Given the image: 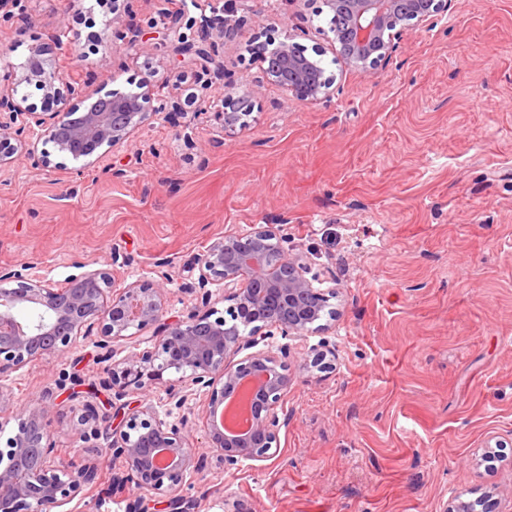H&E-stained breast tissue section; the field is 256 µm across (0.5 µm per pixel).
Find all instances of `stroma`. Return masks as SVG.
Instances as JSON below:
<instances>
[{"mask_svg": "<svg viewBox=\"0 0 512 512\" xmlns=\"http://www.w3.org/2000/svg\"><path fill=\"white\" fill-rule=\"evenodd\" d=\"M177 0H131L128 20L168 30L151 57L112 45V15L94 0H0L7 62L41 49L83 91L135 89L156 70L155 98L184 101L193 70L175 51L198 24H241L224 40L202 109L150 115L130 145L83 165L43 145L0 170V271L64 286L75 274L128 263L116 287L166 281L168 313L182 316L197 258L215 239L274 225L289 255L335 283L337 316L325 332L274 335L294 383L277 405L274 458L224 467L198 425L204 399L171 410L165 388L148 397L163 419L185 422L208 468L182 491L188 512H443L456 494L512 512V0H452L368 73L330 53L322 0H199L195 26L173 23ZM82 59L60 49L59 27ZM292 37L324 49L335 74L327 103L267 83L252 43ZM260 88L255 119L225 139L213 114L225 93ZM336 350L308 366L312 349ZM95 337L35 362L0 386L7 416L32 393L76 380L52 417L59 453L95 446L79 424L103 403ZM497 446L485 461L487 443ZM120 461H105L78 512H126L132 493L107 496Z\"/></svg>", "mask_w": 512, "mask_h": 512, "instance_id": "obj_1", "label": "stroma"}]
</instances>
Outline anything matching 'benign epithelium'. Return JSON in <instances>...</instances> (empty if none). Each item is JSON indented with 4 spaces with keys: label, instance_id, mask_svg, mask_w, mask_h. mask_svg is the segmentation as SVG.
<instances>
[{
    "label": "benign epithelium",
    "instance_id": "obj_1",
    "mask_svg": "<svg viewBox=\"0 0 512 512\" xmlns=\"http://www.w3.org/2000/svg\"><path fill=\"white\" fill-rule=\"evenodd\" d=\"M452 0H323L331 14L332 46L343 65L368 73L389 58L396 44L413 30L427 29L448 12ZM237 23L224 18L223 32L198 42L185 41L181 54L207 72L224 47V32ZM112 42L139 56H148L152 42L141 30L115 28ZM266 80L300 101L328 102L335 76L322 63V53L307 50L291 38L270 40L256 47ZM36 68L22 63L7 71L0 84V168L34 151L38 142L52 144L60 154L94 164L134 137L146 124L155 87V71L148 70L138 91L94 97L66 80L36 50ZM36 83L57 103L55 112H36L15 99L22 84ZM258 91L249 96L228 93L215 112L224 137L233 138L249 125ZM35 136L29 143L24 133ZM19 141L13 145L11 140ZM280 231L259 226L241 235L213 241L198 259L197 281L191 291L198 305L183 317H166L167 288L162 282H133L114 287L107 271L90 270L59 288L45 281H25L0 273V380L36 361H46L77 346L79 339L96 335L105 350L102 373L113 398L119 401L120 423L105 433L98 458L76 464L57 454L52 443L51 414L58 397L49 389L33 398L14 417L16 429L0 448V512H76L67 508L81 499L98 480L100 458L123 461L120 481L112 492L138 494L129 512H145L143 496L161 503L177 497L184 485L205 470L183 428L159 417L146 398L128 401L152 385H166L169 402L180 409L190 397L203 394L207 405L202 421L208 447L223 465L264 461L278 445L279 419L274 412L294 376L270 350L256 349L257 335L272 330L303 337L320 323L336 288L322 289L308 277L301 255L291 257ZM228 295L230 318L216 316L213 297ZM155 328L150 350H130L116 358V346L131 336ZM245 356H240L243 351ZM180 374V385L165 379ZM443 512H490L480 501L452 497Z\"/></svg>",
    "mask_w": 512,
    "mask_h": 512
}]
</instances>
